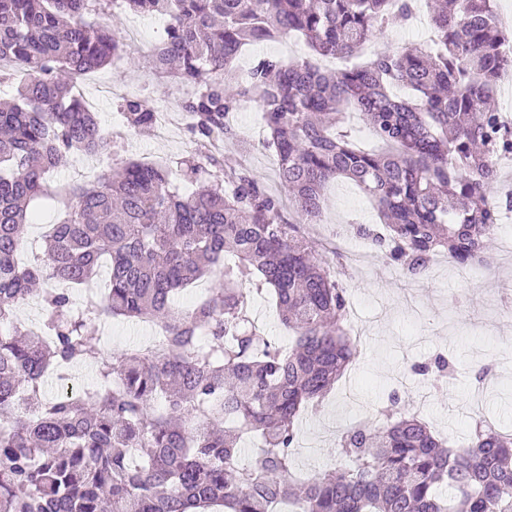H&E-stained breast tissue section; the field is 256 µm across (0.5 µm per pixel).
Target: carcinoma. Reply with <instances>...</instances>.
Here are the masks:
<instances>
[{
	"instance_id": "cac0c4a2",
	"label": "carcinoma",
	"mask_w": 512,
	"mask_h": 512,
	"mask_svg": "<svg viewBox=\"0 0 512 512\" xmlns=\"http://www.w3.org/2000/svg\"><path fill=\"white\" fill-rule=\"evenodd\" d=\"M412 0H0V78L28 74L0 102V512H512V434L488 421L450 448L421 421L399 414L359 423L338 441L346 461L294 472L299 419L348 370L356 341L345 328L347 291L316 257L299 225L320 220L325 188L343 177L374 202L381 224L355 236L410 278L438 253L459 268L483 265L502 207L494 202L501 153L512 137L493 104L512 67L494 0H444L431 24L440 44L379 47L372 58L326 70L314 58H350ZM157 15L166 37L151 54L156 75L190 85L182 102L195 152L172 168L120 160L92 183L53 189L46 174L75 154H111L97 115L75 93L125 51V17ZM302 38L310 57H268L241 79L246 45ZM407 88L411 96L398 93ZM255 102L292 203L210 147L233 134L226 117ZM386 145L352 146L338 132L347 109ZM127 126L152 130L157 111L120 104ZM201 184L183 194L176 180ZM61 198L43 258L21 266L30 204ZM108 288L82 300L70 288ZM216 279L192 310L173 295ZM275 300L294 340L261 337L250 293ZM38 298L46 335L22 327L17 307ZM115 317L158 324L148 345L106 355L88 331ZM61 366H91L95 381L46 400ZM451 372L448 360L413 366ZM259 441L245 459L240 443ZM448 496L437 494L439 486Z\"/></svg>"
}]
</instances>
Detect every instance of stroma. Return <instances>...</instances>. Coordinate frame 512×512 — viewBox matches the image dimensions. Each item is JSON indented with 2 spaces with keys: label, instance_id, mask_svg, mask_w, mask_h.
Listing matches in <instances>:
<instances>
[{
  "label": "stroma",
  "instance_id": "1",
  "mask_svg": "<svg viewBox=\"0 0 512 512\" xmlns=\"http://www.w3.org/2000/svg\"><path fill=\"white\" fill-rule=\"evenodd\" d=\"M126 25L138 36L131 46L135 64L123 59L118 68L95 73L80 93L106 130L115 125L122 98H138L161 109L157 130L127 133L112 149L123 159L178 161L193 148L189 122L183 113L167 111L174 85L156 78L148 65L163 22L131 16ZM233 125L234 138L223 143L224 162L247 157L266 189L281 193L273 156L261 145L264 132L258 107L242 104ZM378 221L369 198L339 180L327 189L322 221L301 227L317 250L334 248L340 253L342 282L366 328L346 374L320 407L308 408L302 416L296 466L304 473L334 467L338 432L375 417L394 390L400 395L402 413L427 421L452 447L466 446L477 416L512 431V304L506 299L512 292V254L492 247L488 265L474 280L461 279L457 267L448 262L428 279L412 280L397 267L385 265L366 241L346 231L350 224ZM153 334L151 324L122 318L90 331L92 343L115 356L132 345L150 343ZM439 355L453 361L455 377L435 389L429 379L414 374L412 366ZM482 365L491 373L481 384L475 374Z\"/></svg>",
  "mask_w": 512,
  "mask_h": 512
}]
</instances>
